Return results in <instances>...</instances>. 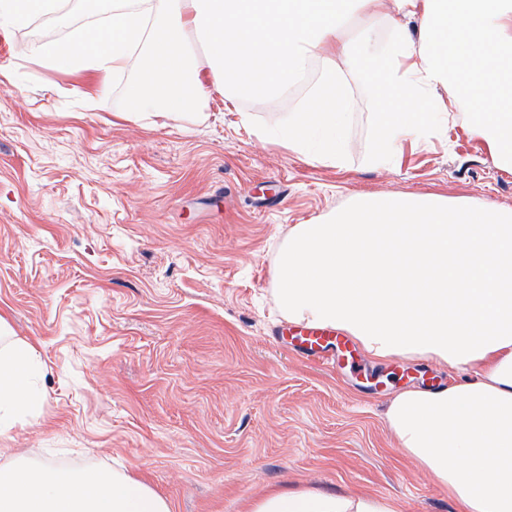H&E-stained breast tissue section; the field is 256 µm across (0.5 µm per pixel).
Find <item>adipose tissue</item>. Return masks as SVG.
<instances>
[{
    "instance_id": "ef3b65f1",
    "label": "adipose tissue",
    "mask_w": 512,
    "mask_h": 512,
    "mask_svg": "<svg viewBox=\"0 0 512 512\" xmlns=\"http://www.w3.org/2000/svg\"><path fill=\"white\" fill-rule=\"evenodd\" d=\"M67 0H0V28L58 16ZM390 36L370 19L381 0H86L99 16L69 39L31 46L53 68L84 73L95 94L137 68L129 113L181 120L201 99L275 94L311 63L319 86L276 144L341 165L348 81L378 106L370 163L395 166L407 141L465 107L493 164L512 167V0H394ZM367 19L358 38L344 26ZM200 41L204 61L190 64ZM347 70H339L336 57ZM275 296L288 321L351 336L375 360L424 359L459 372L406 389L383 419L398 449L447 490L459 512H512V210L434 195L360 198L280 244ZM38 346L0 318V435L40 406ZM0 512H171L125 467L65 469L22 455L0 461ZM248 512H401L395 500L310 486L266 493Z\"/></svg>"
}]
</instances>
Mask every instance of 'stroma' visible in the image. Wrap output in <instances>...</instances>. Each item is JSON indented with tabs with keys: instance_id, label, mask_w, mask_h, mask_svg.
<instances>
[{
	"instance_id": "1",
	"label": "stroma",
	"mask_w": 512,
	"mask_h": 512,
	"mask_svg": "<svg viewBox=\"0 0 512 512\" xmlns=\"http://www.w3.org/2000/svg\"><path fill=\"white\" fill-rule=\"evenodd\" d=\"M90 20L77 7L0 35V317L38 343L45 392L0 448L63 467L122 463L171 512H247L260 494L306 485L458 512L383 423L397 391L454 371L365 356L357 373L294 354L272 334L273 269L289 229L358 197L512 209V170L459 121L400 165L372 167L377 105L361 84L339 168L263 135L308 85L229 111L204 102L177 122L126 115L136 69L91 101L83 77L26 52Z\"/></svg>"
}]
</instances>
